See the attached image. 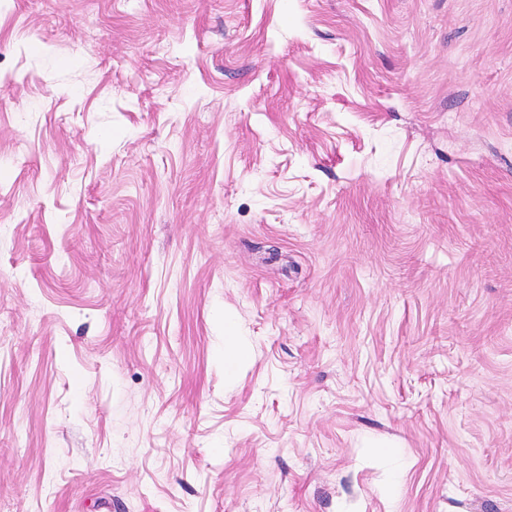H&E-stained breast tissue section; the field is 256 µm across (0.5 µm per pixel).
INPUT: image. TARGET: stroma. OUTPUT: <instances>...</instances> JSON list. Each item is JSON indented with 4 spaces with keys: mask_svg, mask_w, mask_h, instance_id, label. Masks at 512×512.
<instances>
[{
    "mask_svg": "<svg viewBox=\"0 0 512 512\" xmlns=\"http://www.w3.org/2000/svg\"><path fill=\"white\" fill-rule=\"evenodd\" d=\"M0 512H512V0H0Z\"/></svg>",
    "mask_w": 512,
    "mask_h": 512,
    "instance_id": "obj_1",
    "label": "stroma"
}]
</instances>
